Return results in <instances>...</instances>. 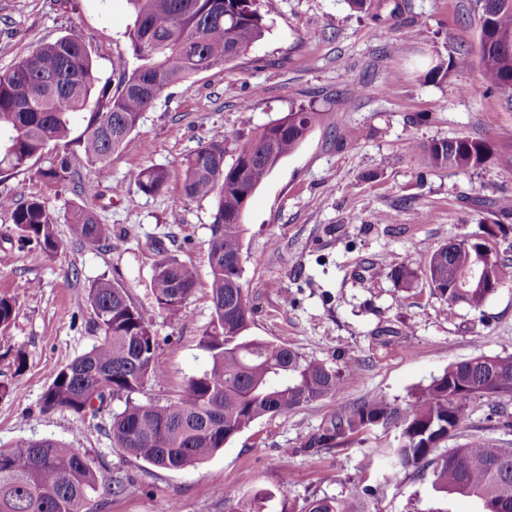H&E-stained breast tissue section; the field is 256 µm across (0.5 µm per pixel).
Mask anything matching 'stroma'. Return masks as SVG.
Instances as JSON below:
<instances>
[{
	"label": "stroma",
	"instance_id": "1",
	"mask_svg": "<svg viewBox=\"0 0 512 512\" xmlns=\"http://www.w3.org/2000/svg\"><path fill=\"white\" fill-rule=\"evenodd\" d=\"M397 2L371 0L359 12L346 0H273L261 40L171 86L144 113L135 151L95 166L77 159L101 221L112 227L111 244L70 242L67 218L79 200L72 185L47 184L30 171L0 181L2 195L46 200L68 242L53 257L19 247L10 212L0 210V297L16 300L10 324L0 327V383L17 386L0 398V446L49 438L123 470L126 489L104 512H158L167 500L178 512H236L262 488L275 494L269 512H305L308 500L347 495L358 483L371 489L379 512L437 506L430 475L388 478L381 453L395 446L394 432L374 427L337 451H304L333 402L260 418L205 462L178 471L114 448L111 408L85 417L42 409L57 371L101 339L91 308L80 303L100 278L127 289L159 338L167 373L146 385L145 398L166 402L208 370L200 338L213 313L207 256L216 200L185 198L183 163L201 138L224 133L232 152L256 127L300 106L324 113V123L276 166L243 217L241 283L254 309L252 335L334 368L361 359L359 380L336 396L344 404L373 395L404 400L449 363L512 353V280L483 311L462 307L448 318L428 283L407 291L389 276L398 264L424 267L439 246L481 234L486 224L501 225L490 245L512 257V218L499 212L512 198V107L482 81L476 2L407 0L400 14ZM132 23L127 0H0V70L73 29L101 78L117 80L114 66L131 59ZM461 50L469 64L453 66ZM438 59L448 62V75L433 82L426 74ZM456 137L490 141L493 154L473 168H431L406 149ZM152 165L170 174L162 194L116 195ZM160 247L198 273L188 315L177 322L159 314L151 293Z\"/></svg>",
	"mask_w": 512,
	"mask_h": 512
}]
</instances>
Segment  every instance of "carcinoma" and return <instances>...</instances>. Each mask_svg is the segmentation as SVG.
Masks as SVG:
<instances>
[{
    "label": "carcinoma",
    "instance_id": "carcinoma-1",
    "mask_svg": "<svg viewBox=\"0 0 512 512\" xmlns=\"http://www.w3.org/2000/svg\"><path fill=\"white\" fill-rule=\"evenodd\" d=\"M127 2L134 17L129 38L137 66L122 68L116 92L109 91L110 82L101 79L91 51L74 33L33 47L0 72V177L30 168L54 146L57 161L37 169V175L76 187L81 202L72 205L68 224L72 238L82 244L112 243V225L102 223L88 201L92 189L83 186L72 166L74 151L96 165L118 150L134 149L142 115L167 88L237 59L269 31V11L261 10L260 0ZM487 21L512 31V5L495 8ZM482 77L487 89L512 105V44L488 49ZM321 121L320 112L292 110L256 128L230 164L224 162L226 137L214 134L183 164L184 195L216 198L208 250L213 315L200 340L210 368L189 378L163 404L140 400L146 384L165 375L159 340L126 289L101 278L82 297L93 310L101 340L57 372L43 395L44 410L82 417L110 400L119 401L122 406L112 411L110 426L113 447L132 460L177 471L212 457L255 420L331 401L358 379V360L333 368L250 335L253 306L240 282L242 218L251 196ZM422 152L433 167L469 168L485 162L492 145L458 137L433 141ZM168 179L166 168L150 166L133 182L136 192L158 195ZM0 209L11 212L20 246L35 245L49 256L64 248L56 233L57 217L44 200L15 202L0 196ZM494 236L490 228L468 242L446 243L424 267L400 265L390 276L407 290L427 281L449 317L459 306L480 311L495 292L475 283L480 255L490 254L495 284L512 280V263L499 259L488 244ZM197 283L194 267L158 250L151 291L161 315L182 319ZM483 398L493 401L492 414L511 430L512 354L451 363L403 402L366 396L340 404L302 448L319 454L371 427L393 430L397 445L382 452L389 474L429 470L435 492L472 497L480 502V512H512V440L495 443L470 434L463 444L437 453L448 440L462 436L471 402ZM123 488L121 476L104 472L81 449L53 439L19 440L0 448V512H89L93 495ZM367 495L369 489L357 486L345 496L316 497L305 512H373L365 503ZM273 498L272 491L258 490L239 512H265Z\"/></svg>",
    "mask_w": 512,
    "mask_h": 512
}]
</instances>
